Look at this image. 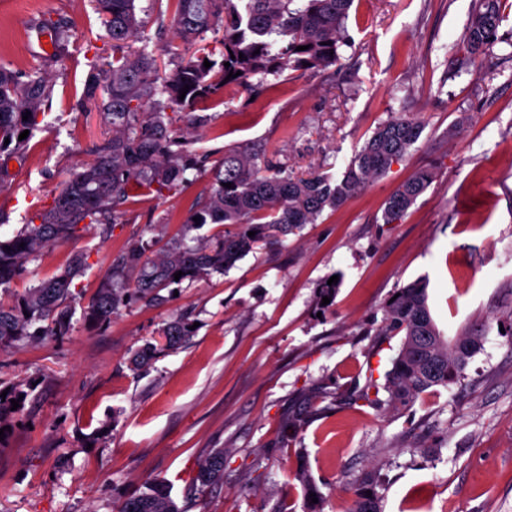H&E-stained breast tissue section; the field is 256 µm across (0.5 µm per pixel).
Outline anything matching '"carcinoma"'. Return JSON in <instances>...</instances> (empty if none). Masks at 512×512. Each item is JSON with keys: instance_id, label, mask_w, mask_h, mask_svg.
<instances>
[{"instance_id": "1", "label": "carcinoma", "mask_w": 512, "mask_h": 512, "mask_svg": "<svg viewBox=\"0 0 512 512\" xmlns=\"http://www.w3.org/2000/svg\"><path fill=\"white\" fill-rule=\"evenodd\" d=\"M94 2L112 40V64L106 71L91 65L81 103L101 102L112 130L96 146L94 158L70 173L47 208L26 219L13 237L0 239V288L10 287L28 261L59 242L95 226L110 235L132 197L178 191L188 183L197 150L176 133V117L167 110H182L189 117L187 109L227 87L250 89L305 63L314 72L338 67L340 49L350 43L346 21L353 0H153L159 7L172 3L173 32L181 43L174 68L163 76L159 54L142 36L138 0ZM501 21L498 0H474L464 33L472 55L493 54ZM36 33L48 38L50 58L64 55L63 26L45 22ZM209 33L216 43L212 48L206 42ZM134 42L141 46L127 50ZM299 46L305 50H297ZM206 61L211 63L208 68ZM226 62L230 66H224ZM232 71L240 75L231 78ZM186 85L189 90L181 100ZM52 94L53 86L41 68L17 72L0 64V187L10 175L9 163L22 162L32 150L38 117ZM25 130L29 135L18 140ZM421 133V124L413 119L392 117L380 123L338 180L321 173L295 176L283 167L259 165V152L224 150L209 202L196 217L201 226L230 224L236 230L215 240L201 238L193 247L173 238L153 259H143L141 247L130 248L125 261L135 273L133 281L123 271H114L94 295L87 316L102 324L132 298H152L171 285L224 274L259 244L312 224L325 209H335L362 193L405 156ZM434 178L432 170L422 169L398 185L385 202L383 223L401 222ZM227 183L232 187H225ZM250 231L255 235L248 236ZM86 267L85 253H75L61 272L26 290L12 304H0V346L69 334L74 280ZM179 271L183 275L176 281L174 274ZM427 287V280L417 279L398 289L385 308L384 335L402 336L386 386L389 406L397 410L432 387L458 380L468 359L481 350L482 337L474 333L452 342L445 339L428 306ZM189 326L185 318L167 322L160 330L163 342L144 344L132 363L149 365L162 351L193 335ZM23 386L20 381L6 396L0 395V429L14 415L11 400L24 404ZM223 480L224 449L219 448L199 465L195 481L209 487ZM300 483L307 512H320V504L310 497L313 493L321 498L317 486L305 474ZM377 487L374 475L361 478L352 487L348 512H381ZM118 512L182 509L165 486L152 482L145 491L126 497Z\"/></svg>"}]
</instances>
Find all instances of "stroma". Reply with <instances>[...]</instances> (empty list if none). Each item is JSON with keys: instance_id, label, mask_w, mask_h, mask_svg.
<instances>
[{"instance_id": "stroma-1", "label": "stroma", "mask_w": 512, "mask_h": 512, "mask_svg": "<svg viewBox=\"0 0 512 512\" xmlns=\"http://www.w3.org/2000/svg\"><path fill=\"white\" fill-rule=\"evenodd\" d=\"M472 3L354 0L341 69L288 70L259 93L200 102L206 159L188 186L136 198L111 236L91 228L27 262L0 303L88 256L70 334L0 348V388L29 385L0 444V512H116L150 482L185 512H306L302 470L322 512H347L352 486L374 469L382 512H512V0H500L490 57L463 42ZM49 19L68 33L59 62L43 60L34 30ZM111 59L92 0H0V64L42 67L54 87L34 149L0 189L1 237L92 160L107 127L100 107L78 100L91 66ZM398 115L421 122L420 139L340 208L224 274L119 306L105 325L85 319L131 246L151 257L170 237L191 245L222 233L189 220L225 148L262 147L296 175L338 177ZM424 168L436 172L431 185L401 223H384L388 195ZM420 277L446 338L480 327L485 340L464 379L395 411L384 386L401 339L379 330L393 293ZM182 314L196 321L193 336L134 368L133 353ZM371 383L379 403L350 400ZM215 448L223 483L193 485Z\"/></svg>"}]
</instances>
